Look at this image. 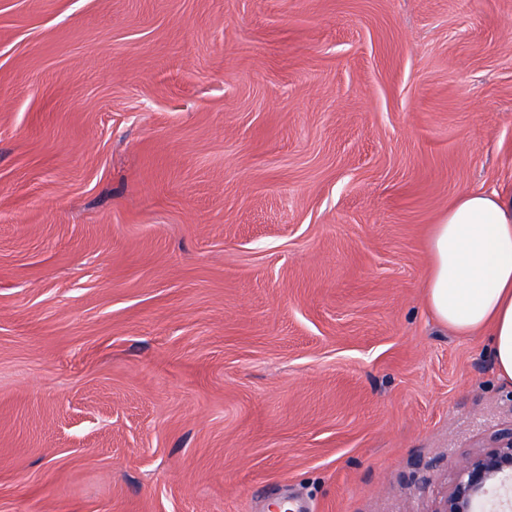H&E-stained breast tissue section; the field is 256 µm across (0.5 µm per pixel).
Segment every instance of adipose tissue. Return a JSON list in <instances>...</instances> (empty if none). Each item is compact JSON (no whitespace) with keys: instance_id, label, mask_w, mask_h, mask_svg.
Returning <instances> with one entry per match:
<instances>
[{"instance_id":"1","label":"adipose tissue","mask_w":512,"mask_h":512,"mask_svg":"<svg viewBox=\"0 0 512 512\" xmlns=\"http://www.w3.org/2000/svg\"><path fill=\"white\" fill-rule=\"evenodd\" d=\"M427 309L459 336L487 333L512 383V189L461 192L428 236Z\"/></svg>"}]
</instances>
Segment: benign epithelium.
Returning a JSON list of instances; mask_svg holds the SVG:
<instances>
[{
  "label": "benign epithelium",
  "instance_id": "1",
  "mask_svg": "<svg viewBox=\"0 0 512 512\" xmlns=\"http://www.w3.org/2000/svg\"><path fill=\"white\" fill-rule=\"evenodd\" d=\"M454 469L438 512H482L499 487L505 490L500 506L512 509V431L494 435L488 448L457 461Z\"/></svg>",
  "mask_w": 512,
  "mask_h": 512
}]
</instances>
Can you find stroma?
Masks as SVG:
<instances>
[{
  "mask_svg": "<svg viewBox=\"0 0 512 512\" xmlns=\"http://www.w3.org/2000/svg\"><path fill=\"white\" fill-rule=\"evenodd\" d=\"M512 187V0H0V512H435L512 428L427 235Z\"/></svg>",
  "mask_w": 512,
  "mask_h": 512,
  "instance_id": "1",
  "label": "stroma"
}]
</instances>
